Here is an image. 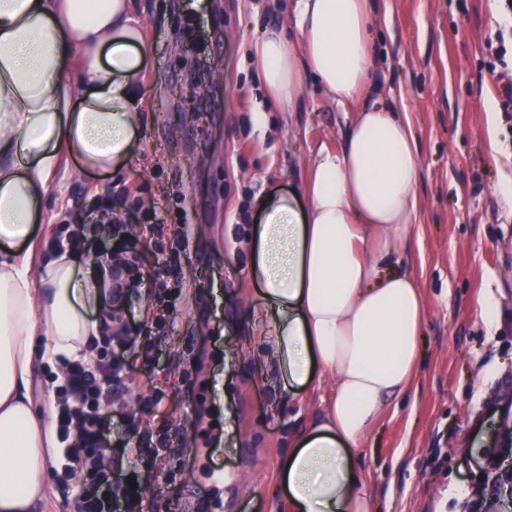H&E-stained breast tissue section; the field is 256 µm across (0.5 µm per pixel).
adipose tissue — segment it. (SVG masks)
Segmentation results:
<instances>
[{
    "instance_id": "ef3b65f1",
    "label": "adipose tissue",
    "mask_w": 512,
    "mask_h": 512,
    "mask_svg": "<svg viewBox=\"0 0 512 512\" xmlns=\"http://www.w3.org/2000/svg\"><path fill=\"white\" fill-rule=\"evenodd\" d=\"M369 0H295V52L270 27L251 45L270 101L306 78L338 103L372 66ZM148 54L134 0H0V512H47L60 449L33 411V365L87 353L111 266L63 253L35 262L62 160L74 175L129 159L142 123L136 78ZM72 79H65V72ZM421 157L405 114L361 111L340 150L320 149L302 199L256 201L249 273L271 317L259 359L289 391L330 397L294 430L277 478L290 512H373L359 444L420 370L427 314L415 276L389 261L419 222Z\"/></svg>"
}]
</instances>
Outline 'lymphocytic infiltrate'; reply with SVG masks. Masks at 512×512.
<instances>
[{
    "mask_svg": "<svg viewBox=\"0 0 512 512\" xmlns=\"http://www.w3.org/2000/svg\"><path fill=\"white\" fill-rule=\"evenodd\" d=\"M120 226L102 230L94 222L85 224L83 232L67 239L70 252L79 251L94 240L96 259L104 263L113 255L124 254L127 244L121 238ZM189 246L184 231H177L170 246L168 262L159 264L149 285V296L157 306L175 304L181 285L173 276L171 262ZM125 276L112 286V334L106 348L97 351L92 360L68 363L63 381L54 390V424L61 445L66 450L64 474L73 480L86 477L87 482L73 495L72 512H145L144 487L138 479L140 470L153 466L157 458L171 448L168 431L122 429L119 439H112L104 417V408H112L120 421H128L129 403L125 397V378L137 353L133 331L140 325L126 317L129 292L139 288L137 258H126ZM127 454L130 464L109 472L100 461L113 447Z\"/></svg>",
    "mask_w": 512,
    "mask_h": 512,
    "instance_id": "obj_1",
    "label": "lymphocytic infiltrate"
}]
</instances>
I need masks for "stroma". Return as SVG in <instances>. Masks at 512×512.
Segmentation results:
<instances>
[{"label": "stroma", "mask_w": 512, "mask_h": 512, "mask_svg": "<svg viewBox=\"0 0 512 512\" xmlns=\"http://www.w3.org/2000/svg\"><path fill=\"white\" fill-rule=\"evenodd\" d=\"M288 4L138 0L149 60L131 156L113 172L66 178L39 230L44 241L66 234L110 204L148 271L156 254L142 227L153 208L187 220L175 330L126 379L137 425L167 420L174 442L143 473L145 496L155 512H287L278 464L314 408L289 403L239 353L264 310L248 273L255 201L301 193L318 150H340L359 111L387 105L407 113L422 161L420 222L399 261L428 313L416 383L370 429L358 463L374 512H512L493 491L512 461V200L501 192L512 179V112L502 108L512 74L489 67L485 50L502 0H371L374 66L342 106L312 79L291 104L267 100L247 46L284 24ZM486 297L497 305L491 323Z\"/></svg>", "instance_id": "35a3bbf8"}]
</instances>
